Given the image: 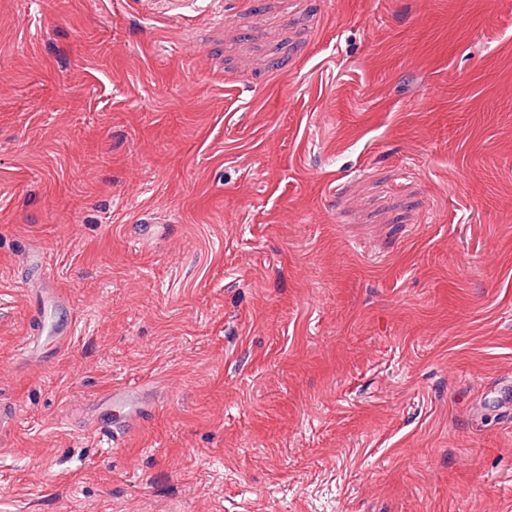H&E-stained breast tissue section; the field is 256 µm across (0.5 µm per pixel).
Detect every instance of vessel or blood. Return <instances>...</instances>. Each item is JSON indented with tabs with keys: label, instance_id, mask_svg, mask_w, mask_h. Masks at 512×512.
I'll list each match as a JSON object with an SVG mask.
<instances>
[{
	"label": "vessel or blood",
	"instance_id": "1",
	"mask_svg": "<svg viewBox=\"0 0 512 512\" xmlns=\"http://www.w3.org/2000/svg\"><path fill=\"white\" fill-rule=\"evenodd\" d=\"M65 304L66 297L62 291L55 288L45 289L35 328L37 334L46 335L47 339L61 346L72 340L74 330L54 321L51 313ZM144 394L143 386L134 382L112 385L98 397L95 402L94 432L99 438L106 440L108 447H121L125 438L134 431L144 412Z\"/></svg>",
	"mask_w": 512,
	"mask_h": 512
}]
</instances>
